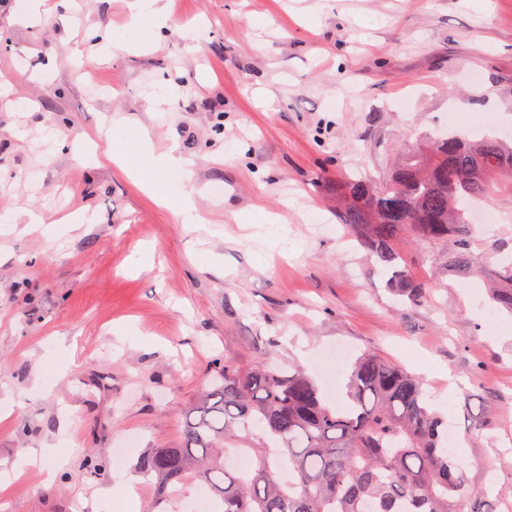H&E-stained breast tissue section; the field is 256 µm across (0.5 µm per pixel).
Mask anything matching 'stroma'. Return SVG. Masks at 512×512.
<instances>
[{
	"instance_id": "stroma-1",
	"label": "stroma",
	"mask_w": 512,
	"mask_h": 512,
	"mask_svg": "<svg viewBox=\"0 0 512 512\" xmlns=\"http://www.w3.org/2000/svg\"><path fill=\"white\" fill-rule=\"evenodd\" d=\"M126 2L76 0L65 29L0 0V211L47 218L0 233V512H149L140 459L179 442L218 368H299L333 406L364 353L470 433L471 489L512 505V314L412 230L398 263L434 288L394 293L336 193L382 179L451 112L512 141V0H162L158 41L128 29ZM89 32L137 50L72 60ZM144 130L190 161V180L160 183L192 189L214 234L143 191ZM491 208L473 251L494 275L512 194Z\"/></svg>"
}]
</instances>
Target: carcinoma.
I'll use <instances>...</instances> for the list:
<instances>
[{
	"label": "carcinoma",
	"mask_w": 512,
	"mask_h": 512,
	"mask_svg": "<svg viewBox=\"0 0 512 512\" xmlns=\"http://www.w3.org/2000/svg\"><path fill=\"white\" fill-rule=\"evenodd\" d=\"M501 185L512 188L511 147L448 133L408 150L382 182L351 179L336 192L348 200L342 222L359 230L361 247L378 261L396 263L391 242L412 228L450 241L448 270L478 272L467 208ZM500 281L491 300L512 312V264ZM430 289L405 270L395 279L411 301ZM346 396L347 407L333 410L299 370L226 364L186 416L181 442L152 449L140 467L157 479L159 505L198 482L213 495L215 512H497L484 492L472 505L448 425L413 376L368 354L355 362ZM256 432L264 456L247 478L226 466L224 453L227 442ZM283 465L288 478L278 480L272 468Z\"/></svg>",
	"instance_id": "1"
}]
</instances>
